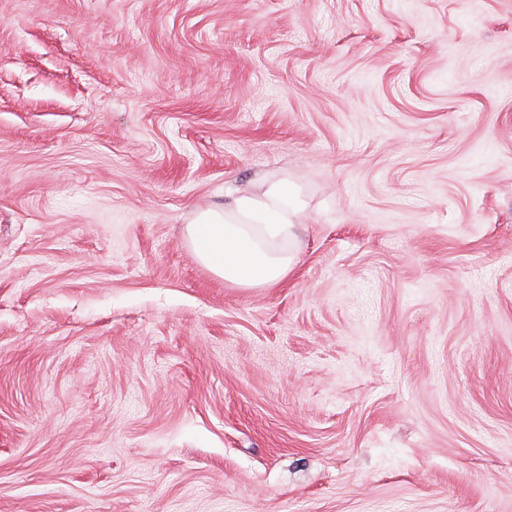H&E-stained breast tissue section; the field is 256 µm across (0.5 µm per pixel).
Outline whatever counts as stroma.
<instances>
[{
  "label": "stroma",
  "instance_id": "35a3bbf8",
  "mask_svg": "<svg viewBox=\"0 0 512 512\" xmlns=\"http://www.w3.org/2000/svg\"><path fill=\"white\" fill-rule=\"evenodd\" d=\"M0 512H512V0H0ZM297 194L286 182H271L261 195H244L224 209L200 211L186 231L197 259L224 281L269 286L284 279L296 255L275 247L296 239Z\"/></svg>",
  "mask_w": 512,
  "mask_h": 512
}]
</instances>
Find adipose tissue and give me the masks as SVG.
<instances>
[{"label": "adipose tissue", "mask_w": 512, "mask_h": 512, "mask_svg": "<svg viewBox=\"0 0 512 512\" xmlns=\"http://www.w3.org/2000/svg\"><path fill=\"white\" fill-rule=\"evenodd\" d=\"M300 210L290 186L272 182L262 194L200 211L186 231L197 259L225 282L269 286L284 279L295 264L296 255L286 245L296 238Z\"/></svg>", "instance_id": "adipose-tissue-1"}]
</instances>
